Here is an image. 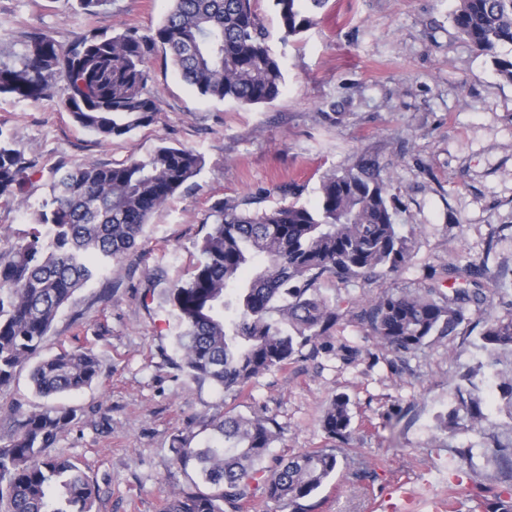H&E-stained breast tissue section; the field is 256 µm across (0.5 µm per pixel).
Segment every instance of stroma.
<instances>
[{"instance_id":"obj_1","label":"stroma","mask_w":512,"mask_h":512,"mask_svg":"<svg viewBox=\"0 0 512 512\" xmlns=\"http://www.w3.org/2000/svg\"><path fill=\"white\" fill-rule=\"evenodd\" d=\"M456 0H328L315 25L282 41L272 0H257L267 44L280 59L285 87L271 103L240 106L200 96L161 62L150 64L160 111L150 126L99 142L57 101L0 96V132L38 158L23 207L0 203V241L15 239L48 192L58 164L109 166L156 147L191 148L200 174L157 211L138 245L112 269L79 288L57 314L44 349L79 343L99 361L98 383L58 397L77 418L51 452L78 460L99 488L93 512H164L165 499L188 479L171 452L176 436L201 445L220 410L260 413L282 428L270 458L335 442L320 423L334 395L350 399L352 440L336 475L309 501L308 512H495L512 502L497 444L512 442V416L502 408L512 381V355L497 372L480 368L482 317L469 310L447 336L431 337L412 354L377 345L357 312L384 289L436 285L444 272L486 263L493 311L512 309V83L496 56L475 50L455 29ZM169 0H112L96 16L73 0H0V46L37 28L67 45L83 29L127 28L147 34ZM337 111L336 122L327 112ZM376 159L391 178L394 221L411 239L399 272L349 288L321 283L344 319L318 341L315 355L272 369L245 395L220 393L176 370V323L153 300L185 274L208 230L204 218L219 200L266 192L265 206L314 205L326 174ZM288 185L289 194L279 192ZM480 386L484 417L470 426L456 402L464 372ZM27 371L0 389V418L12 409L48 407ZM448 429H439L438 417ZM471 453L468 462L459 451Z\"/></svg>"}]
</instances>
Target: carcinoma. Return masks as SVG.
Segmentation results:
<instances>
[{
	"label": "carcinoma",
	"instance_id": "1",
	"mask_svg": "<svg viewBox=\"0 0 512 512\" xmlns=\"http://www.w3.org/2000/svg\"><path fill=\"white\" fill-rule=\"evenodd\" d=\"M172 8L152 33L88 29L65 47L32 30L0 49V95L58 98L82 128L109 143L155 122L158 92L149 87V63L171 65L202 96L241 105L270 103L285 75L271 53L255 0H170ZM327 0H273L282 39L314 24ZM457 32L475 49L496 57L512 45V0H459L452 12ZM203 156L188 148L160 146L110 167L60 164L49 195L31 213L16 240L0 246V388L30 366L37 394L55 398L79 392L100 376L97 358L84 347L41 355L51 326L73 293L135 247L150 217L201 171ZM42 170L0 131V200L26 202L25 189ZM251 193L214 203L209 231L189 277L158 293L177 323L175 346L182 374L209 382L222 393H241L265 372L303 355L330 335L344 317L320 293L331 281L345 287L371 282L404 266L411 252L399 234L389 179L373 160L332 172L321 180L313 206L266 209ZM485 314L479 349L494 371L512 352V314L488 311L479 287L443 293L435 285L384 289L367 299L358 317L376 342L412 353L432 336H447L464 321L467 306ZM458 389L472 424L483 413L479 388ZM76 410L53 406L13 410L0 430V512H92L96 484L79 462L51 455ZM349 398L326 405L325 433L349 440ZM211 438L193 447L176 439L175 462L198 480L174 489L165 512H245L259 503L277 512H306L305 502L336 474L334 448L304 449L265 464L280 427L263 415L220 412ZM503 477L512 480V446L495 450Z\"/></svg>",
	"mask_w": 512,
	"mask_h": 512
}]
</instances>
